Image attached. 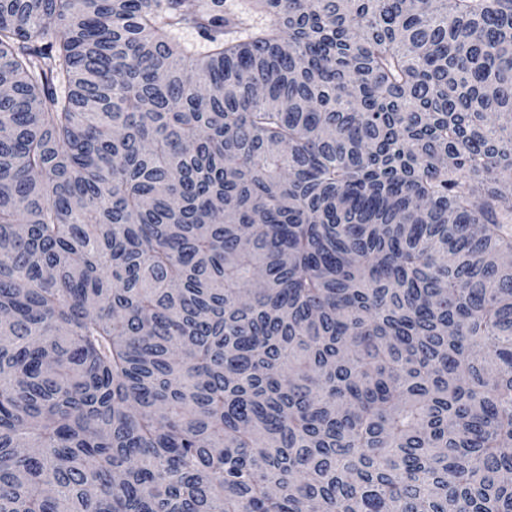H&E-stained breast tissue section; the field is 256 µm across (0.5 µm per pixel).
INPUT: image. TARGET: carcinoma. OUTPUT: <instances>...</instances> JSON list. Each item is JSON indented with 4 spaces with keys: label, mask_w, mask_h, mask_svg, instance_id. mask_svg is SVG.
<instances>
[{
    "label": "carcinoma",
    "mask_w": 512,
    "mask_h": 512,
    "mask_svg": "<svg viewBox=\"0 0 512 512\" xmlns=\"http://www.w3.org/2000/svg\"><path fill=\"white\" fill-rule=\"evenodd\" d=\"M250 2L0 0V512H512V0ZM225 9L242 18L247 27L250 25H260L269 20V18L255 13L247 0H224Z\"/></svg>",
    "instance_id": "cac0c4a2"
}]
</instances>
